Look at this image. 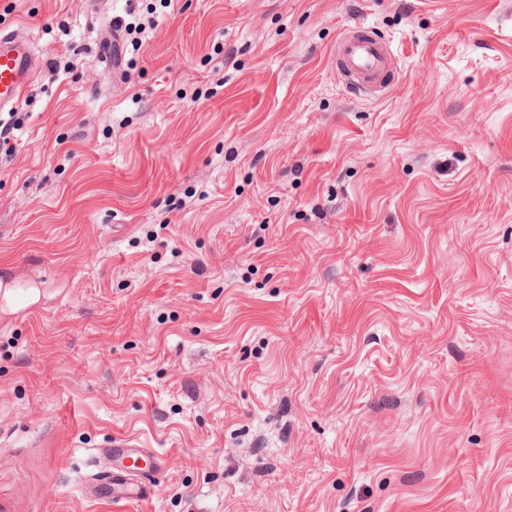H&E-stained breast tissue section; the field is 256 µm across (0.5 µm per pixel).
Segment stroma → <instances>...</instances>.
Returning <instances> with one entry per match:
<instances>
[{
  "label": "stroma",
  "instance_id": "obj_1",
  "mask_svg": "<svg viewBox=\"0 0 512 512\" xmlns=\"http://www.w3.org/2000/svg\"><path fill=\"white\" fill-rule=\"evenodd\" d=\"M359 23L377 95L336 75ZM14 31L0 502L512 512V0H0ZM117 438L146 500L102 493ZM336 43V61L347 85L358 92L382 87L393 57L387 41L372 29L358 25ZM34 78L28 46L13 33L0 35V111L11 110Z\"/></svg>",
  "mask_w": 512,
  "mask_h": 512
}]
</instances>
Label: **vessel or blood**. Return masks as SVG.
<instances>
[{
  "instance_id": "b4317fda",
  "label": "vessel or blood",
  "mask_w": 512,
  "mask_h": 512,
  "mask_svg": "<svg viewBox=\"0 0 512 512\" xmlns=\"http://www.w3.org/2000/svg\"><path fill=\"white\" fill-rule=\"evenodd\" d=\"M336 61L350 88L357 91L381 87L393 64V57L384 38L372 29L359 25L351 33L341 35L336 43ZM34 78L32 57L28 46L17 35H0V111L13 108ZM113 456L122 467L112 477V501H138L144 498L139 480L145 471L139 462L143 449L131 442L117 441Z\"/></svg>"
}]
</instances>
